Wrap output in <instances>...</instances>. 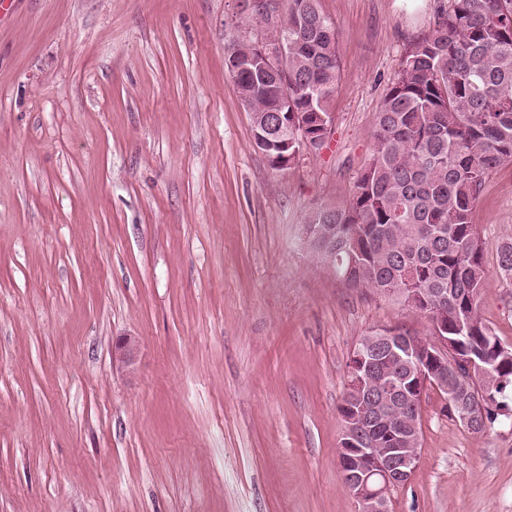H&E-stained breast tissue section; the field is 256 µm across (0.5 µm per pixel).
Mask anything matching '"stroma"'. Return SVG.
I'll list each match as a JSON object with an SVG mask.
<instances>
[{
  "instance_id": "stroma-1",
  "label": "stroma",
  "mask_w": 512,
  "mask_h": 512,
  "mask_svg": "<svg viewBox=\"0 0 512 512\" xmlns=\"http://www.w3.org/2000/svg\"><path fill=\"white\" fill-rule=\"evenodd\" d=\"M437 0H321L341 77L327 146L273 171L227 73L238 0H11L0 12V512H356L337 465L351 353L431 325L304 240L372 155ZM473 220L480 316L512 344V164ZM133 369L112 362L123 338ZM422 399L391 512H512V423Z\"/></svg>"
}]
</instances>
